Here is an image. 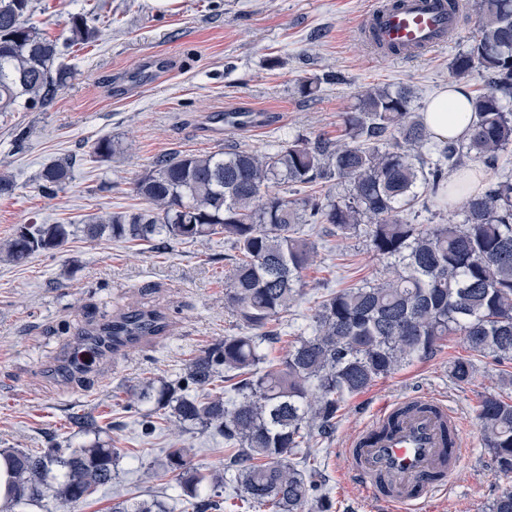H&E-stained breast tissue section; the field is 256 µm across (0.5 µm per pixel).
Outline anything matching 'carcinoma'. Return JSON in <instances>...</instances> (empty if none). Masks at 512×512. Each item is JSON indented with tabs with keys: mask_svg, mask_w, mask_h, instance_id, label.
<instances>
[{
	"mask_svg": "<svg viewBox=\"0 0 512 512\" xmlns=\"http://www.w3.org/2000/svg\"><path fill=\"white\" fill-rule=\"evenodd\" d=\"M480 22L467 50L451 62L452 73L484 72L487 88L470 98L473 120L462 143L440 146L410 112V94L367 88L342 115V138L286 142L272 154L246 149L209 154L175 153L157 158L136 180L142 206L117 211L83 226L91 237L114 241L187 243L224 236L235 254L224 291V307L245 327L191 360L183 380L153 379L131 396L147 412L170 410L179 425L198 424L224 436L234 452L233 474L203 471L189 449H168L160 467L176 474L195 512H215L221 485L240 486L241 497L273 512H331L318 472L298 468L313 455L310 442L336 424L345 399L368 389L415 358L435 353L444 336H457L469 350L501 365L512 361V178L478 193L464 179L448 187V168L465 154L494 168L512 146V0H475ZM32 0H0V112L46 107L73 77L56 41L28 17ZM70 42L96 37L86 18L66 23ZM116 151L112 139L93 144L105 162ZM70 178L67 161L45 165L41 188L61 189ZM338 179L347 194L288 197L280 185L321 186ZM448 204L465 193L460 224H411L406 213L420 192ZM305 224H329L348 238L365 229L370 250L393 260L395 274L378 283L340 288L313 315L312 332L288 344L278 363L263 371L265 342L301 295L303 272L315 242ZM69 224H22L0 244V254L23 263L36 252L62 249ZM163 316L135 312L119 316L143 336H157ZM477 366L458 359L449 377L470 382ZM236 399L224 404L211 386L219 374ZM194 393H189V388ZM480 432L499 472L512 478V398L484 397ZM11 470V492L0 512L51 492L64 506L112 485L121 449L97 442L79 448L52 446L43 452L1 450ZM490 512H512V489L490 502ZM112 512H167L156 499L119 501Z\"/></svg>",
	"mask_w": 512,
	"mask_h": 512,
	"instance_id": "obj_1",
	"label": "carcinoma"
}]
</instances>
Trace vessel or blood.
<instances>
[{"mask_svg":"<svg viewBox=\"0 0 512 512\" xmlns=\"http://www.w3.org/2000/svg\"><path fill=\"white\" fill-rule=\"evenodd\" d=\"M461 26L460 14L446 0H398L365 16L364 32L375 35L380 50L393 47L416 56L444 46ZM126 337L111 325L80 339L69 354L71 364L88 371L105 356L127 351ZM467 453L463 422L434 394L418 392L372 413L346 450L350 472L381 512H423L448 493Z\"/></svg>","mask_w":512,"mask_h":512,"instance_id":"vessel-or-blood-1","label":"vessel or blood"}]
</instances>
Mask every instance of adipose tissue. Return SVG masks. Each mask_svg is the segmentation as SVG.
Returning <instances> with one entry per match:
<instances>
[{
  "instance_id": "adipose-tissue-1",
  "label": "adipose tissue",
  "mask_w": 512,
  "mask_h": 512,
  "mask_svg": "<svg viewBox=\"0 0 512 512\" xmlns=\"http://www.w3.org/2000/svg\"><path fill=\"white\" fill-rule=\"evenodd\" d=\"M469 97L470 92L465 85L451 82L428 102L423 120L436 138H466L471 116Z\"/></svg>"
}]
</instances>
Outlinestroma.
I'll return each instance as SVG.
<instances>
[{
    "label": "stroma",
    "instance_id": "obj_1",
    "mask_svg": "<svg viewBox=\"0 0 512 512\" xmlns=\"http://www.w3.org/2000/svg\"><path fill=\"white\" fill-rule=\"evenodd\" d=\"M373 0H33L42 32L64 45L76 75L48 109L0 116V171L14 175L12 194L0 195V241L21 224H76L139 207L133 184L159 156L247 149L268 153L297 136L337 140L343 113L366 87L407 88L411 110L451 82L453 56L476 30L474 0H465L459 32L443 47L415 57L379 53L362 35ZM86 15L95 41L66 47L65 22ZM340 73L342 82L330 81ZM306 79L319 82L310 97ZM228 109L260 114V128H223ZM111 137V161L91 155ZM66 159L71 178L53 194L38 187L50 162ZM312 264L303 274L298 303L268 346L277 361L297 328L309 325L320 301L340 288L387 277L389 261L374 256L365 234L347 239L319 224ZM232 247L223 237L164 245L90 238L76 232L62 250L16 264L0 259V449L76 448L95 441L123 449L111 486L61 508L52 496L26 512H111L116 501L165 499L169 512H194L175 474L157 466L166 449H193L194 461L223 468L222 437L146 415L127 391L153 378L177 380L199 351L242 332L224 308ZM154 310L167 320L164 334L128 352L100 360L87 373L61 374L75 336L112 318ZM472 358L479 371L467 384L448 376L453 360ZM501 365L471 355L457 337L442 340L433 356L416 359L364 392L348 397L335 427L311 443L333 512H374L349 474L343 448L366 417L388 400L425 390L446 399L464 419L469 444L448 497L427 512H489L495 491L507 487L482 441L477 411L497 392Z\"/></svg>",
    "mask_w": 512,
    "mask_h": 512
}]
</instances>
